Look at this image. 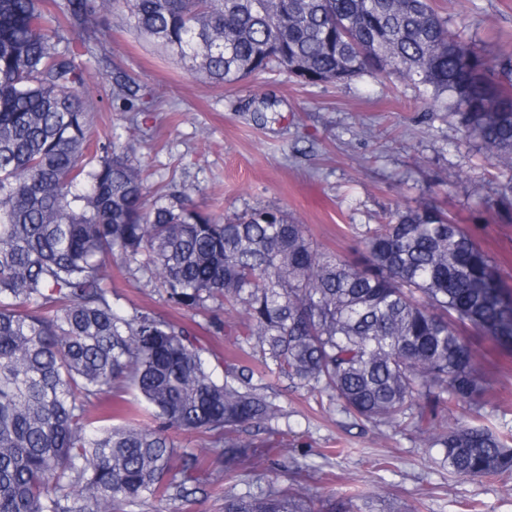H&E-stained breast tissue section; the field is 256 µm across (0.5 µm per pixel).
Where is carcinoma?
Returning a JSON list of instances; mask_svg holds the SVG:
<instances>
[{
	"label": "carcinoma",
	"instance_id": "1",
	"mask_svg": "<svg viewBox=\"0 0 512 512\" xmlns=\"http://www.w3.org/2000/svg\"><path fill=\"white\" fill-rule=\"evenodd\" d=\"M0 0V512H122L207 484L224 512H359L316 505L293 479L230 485L275 427L267 394L287 379L377 428L430 435L460 477L512 475V434L482 422L474 335L512 353V284L441 208L396 212L353 261L267 208L221 222L152 194L140 160L91 139L84 67L62 34L120 11L138 35L224 85L265 71L302 84L395 77L448 100L462 134L512 165V52L479 48L434 0ZM102 98L140 112L124 73ZM512 211V182L486 201ZM135 271L174 307L246 312L206 337L118 309L109 270ZM224 367V378L214 376ZM265 385L253 384V379ZM134 390L141 402L128 404ZM471 421L446 426L445 412ZM212 438L214 461L169 431ZM224 462V480L213 462Z\"/></svg>",
	"mask_w": 512,
	"mask_h": 512
}]
</instances>
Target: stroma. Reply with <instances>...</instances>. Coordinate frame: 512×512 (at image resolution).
I'll use <instances>...</instances> for the list:
<instances>
[{"instance_id": "1", "label": "stroma", "mask_w": 512, "mask_h": 512, "mask_svg": "<svg viewBox=\"0 0 512 512\" xmlns=\"http://www.w3.org/2000/svg\"><path fill=\"white\" fill-rule=\"evenodd\" d=\"M464 18L491 50L512 51V0H436ZM94 38L67 37L86 69L92 136L112 135L140 158L152 189L187 196L224 218L251 207L275 208L304 225L321 248L350 259L366 231L399 210L431 203L455 216L492 255L512 259V213L486 211L512 180V167L465 143L457 117L437 111L424 88L364 76L346 84L304 85L287 73L261 74L230 86L192 76L176 57L139 38L125 15L90 22ZM152 93L130 117L122 103L101 102L111 68ZM273 102L264 124L252 104ZM118 307L149 309L186 325L204 315L179 310L140 277L113 272ZM489 391L485 422L512 430V366L480 363ZM284 416L275 439L278 469L305 464L319 497L380 495L385 512H512L511 477H459L437 462L438 449L410 429L380 434L320 406L319 394L280 380L273 387ZM134 512H224L209 487Z\"/></svg>"}]
</instances>
